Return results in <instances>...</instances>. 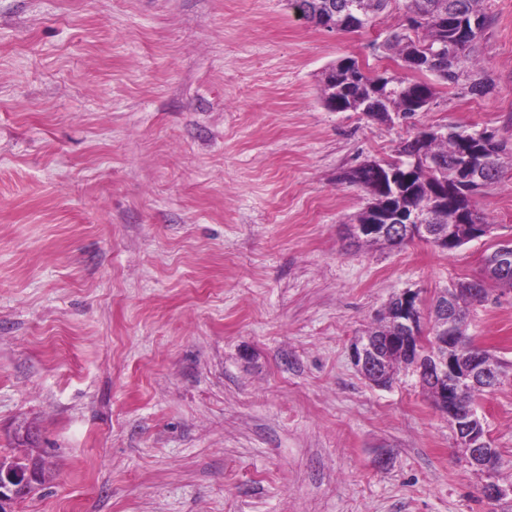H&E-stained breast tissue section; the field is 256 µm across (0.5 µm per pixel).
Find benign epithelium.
Segmentation results:
<instances>
[{
  "label": "benign epithelium",
  "instance_id": "benign-epithelium-1",
  "mask_svg": "<svg viewBox=\"0 0 512 512\" xmlns=\"http://www.w3.org/2000/svg\"><path fill=\"white\" fill-rule=\"evenodd\" d=\"M376 171L381 190L397 189L405 180L399 166L385 161L370 160L363 163ZM434 215L427 209L409 214L391 213L380 209L369 211L363 224L352 226V235L360 240L370 237L397 236L402 233L429 239L439 247L457 242L456 225L469 224L470 236L479 238L488 234L486 227L475 219L472 210H460L455 223L445 229L433 225ZM438 329L431 331L425 324L423 301L410 290L394 297L385 307L383 316L395 325L394 335L376 339L366 334L355 338L350 345V357L363 378L375 387L388 386L385 374L386 357L398 350L407 358V365L419 378L428 382L439 393L441 413L454 426L458 446L463 449L468 464L485 474L487 481L482 493L489 500L504 495V489L494 478L491 469L493 449L484 441V430L478 407L463 398L470 387L493 389L497 385L498 369L479 355H461V340L456 326L462 316L454 292L438 291L430 304ZM39 481V472L30 460L0 461V512H11V505Z\"/></svg>",
  "mask_w": 512,
  "mask_h": 512
}]
</instances>
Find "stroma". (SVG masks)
Listing matches in <instances>:
<instances>
[{"label":"stroma","mask_w":512,"mask_h":512,"mask_svg":"<svg viewBox=\"0 0 512 512\" xmlns=\"http://www.w3.org/2000/svg\"><path fill=\"white\" fill-rule=\"evenodd\" d=\"M491 91L436 82L411 122L333 112L351 57L411 78L372 26L287 0H0V459L51 476L13 512H512V290L466 333L502 362L480 402L488 500L412 370L349 357L392 296L478 275L512 240V0H483ZM492 133L489 234L356 247L345 170L427 127ZM504 150V146L497 142V147L485 155L482 168V177L486 184H494L500 180L502 175V165L500 161V153Z\"/></svg>","instance_id":"obj_1"}]
</instances>
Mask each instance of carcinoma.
I'll return each mask as SVG.
<instances>
[{
    "label": "carcinoma",
    "mask_w": 512,
    "mask_h": 512,
    "mask_svg": "<svg viewBox=\"0 0 512 512\" xmlns=\"http://www.w3.org/2000/svg\"><path fill=\"white\" fill-rule=\"evenodd\" d=\"M351 1L357 3L359 13L368 22L384 11L391 0H288L291 8L301 19L310 21L313 16L308 13L311 4L328 3L336 6V18H341ZM406 15L412 18L414 29L422 35L403 37L396 34L386 39V48L396 52L406 68L421 74L429 73L447 83L456 84L463 77L482 76L473 55L486 27L487 16L481 12V0H404ZM330 77L336 80V97L341 105L338 112H362L380 120H390L396 115L404 119L424 111L422 104L415 101L419 95L430 100L434 96L431 82L419 80H402L391 77L387 83L381 81L380 75H369L360 69L353 58H345L330 67ZM461 134L434 137L426 144L427 151L436 161V167L423 168L413 164L411 150L418 139L402 142L398 149V162L402 167L410 168L409 182L403 191L391 202L398 208L411 211L418 207L439 209L442 204L431 198L433 187L446 183L450 188L461 184L458 174L467 161ZM502 144L485 155L482 177L486 184L500 180L502 165L500 153ZM339 180L357 185L370 196L369 207H376L382 202L378 193L376 174L370 169L355 167L344 171ZM512 288V274L504 279L499 276L475 277L455 284L459 288V298L464 307L487 300V283Z\"/></svg>",
    "instance_id": "carcinoma-1"
}]
</instances>
